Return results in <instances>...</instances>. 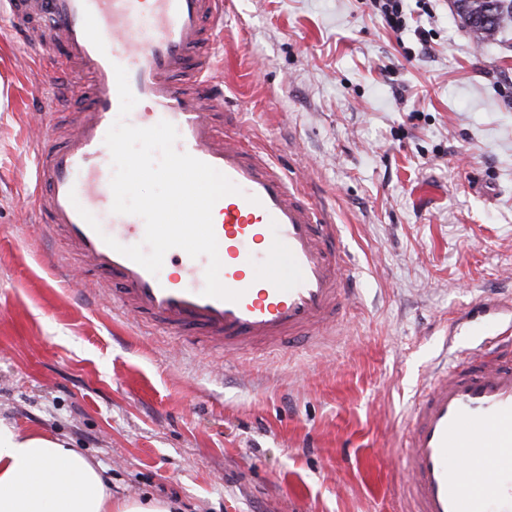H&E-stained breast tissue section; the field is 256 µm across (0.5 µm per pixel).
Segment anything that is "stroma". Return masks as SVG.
Segmentation results:
<instances>
[{
	"mask_svg": "<svg viewBox=\"0 0 512 512\" xmlns=\"http://www.w3.org/2000/svg\"><path fill=\"white\" fill-rule=\"evenodd\" d=\"M224 0L214 85L238 131L340 224L357 295L324 344L221 351L120 318L24 203L66 114L0 0V423L69 441L113 498L180 512H406L400 432L458 313L512 294V26L476 45L453 0ZM430 32L422 53L419 29ZM373 9L393 31L404 30L407 22L404 13V0H370Z\"/></svg>",
	"mask_w": 512,
	"mask_h": 512,
	"instance_id": "stroma-1",
	"label": "stroma"
}]
</instances>
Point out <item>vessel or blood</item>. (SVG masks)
I'll use <instances>...</instances> for the list:
<instances>
[{
	"mask_svg": "<svg viewBox=\"0 0 512 512\" xmlns=\"http://www.w3.org/2000/svg\"><path fill=\"white\" fill-rule=\"evenodd\" d=\"M14 30L55 68L78 64L85 80L52 100H82L66 141L43 146L27 196L46 236H64L85 263L119 284L117 306L166 334L197 331L234 355L316 344L353 299L351 261L339 225L322 205L240 133H218L224 93L209 72L224 0H7ZM62 44L65 52L52 48ZM128 72L138 109L128 124L166 121L186 152L238 188L213 207L220 280L238 301L203 296L207 257L176 250L178 272L150 273L106 243H141L145 223L112 211L111 153L105 136L118 117L114 68ZM99 222L92 229L83 219ZM407 512H512V324L493 346L453 359L429 381L404 436Z\"/></svg>",
	"mask_w": 512,
	"mask_h": 512,
	"instance_id": "1",
	"label": "vessel or blood"
}]
</instances>
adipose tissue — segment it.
I'll return each mask as SVG.
<instances>
[{
	"label": "adipose tissue",
	"mask_w": 512,
	"mask_h": 512,
	"mask_svg": "<svg viewBox=\"0 0 512 512\" xmlns=\"http://www.w3.org/2000/svg\"><path fill=\"white\" fill-rule=\"evenodd\" d=\"M171 503L113 499L104 468L67 441L0 423V512H173Z\"/></svg>",
	"instance_id": "adipose-tissue-1"
}]
</instances>
